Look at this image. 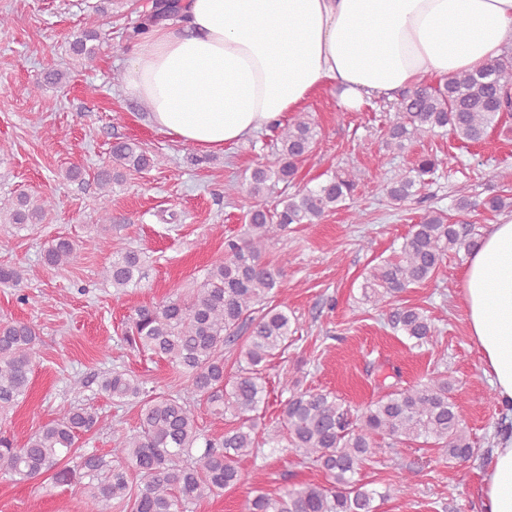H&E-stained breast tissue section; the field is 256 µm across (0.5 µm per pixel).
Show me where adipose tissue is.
I'll list each match as a JSON object with an SVG mask.
<instances>
[{
	"instance_id": "obj_1",
	"label": "adipose tissue",
	"mask_w": 512,
	"mask_h": 512,
	"mask_svg": "<svg viewBox=\"0 0 512 512\" xmlns=\"http://www.w3.org/2000/svg\"><path fill=\"white\" fill-rule=\"evenodd\" d=\"M512 44V0H181L129 60L125 90L152 125L220 151L330 86L346 110L430 76L482 68ZM469 336L508 413L482 512H512V221L490 225L466 263Z\"/></svg>"
}]
</instances>
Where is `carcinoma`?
<instances>
[{
    "mask_svg": "<svg viewBox=\"0 0 512 512\" xmlns=\"http://www.w3.org/2000/svg\"><path fill=\"white\" fill-rule=\"evenodd\" d=\"M178 0H155L152 11L128 34L143 33L147 24L177 13ZM98 34L85 31L72 42L75 55L96 56ZM68 75L49 69L30 89L34 96L47 86L67 82ZM512 50L480 69L461 72L433 85L404 89L397 103L398 117L388 129L386 147L402 151L406 144L440 132L464 143H480L503 116L512 112ZM272 161L257 165L247 179L248 193L258 203L239 238L224 241V252L210 263L205 280L190 294L176 295L134 310L125 323L122 341L139 353L167 361L180 374L179 388L156 393L146 381L126 370L101 375L99 391L112 404L135 408L138 426L118 439L109 455L83 451L78 442L97 432L99 416L84 403L36 429L23 442L0 431V475L15 481H37L46 475L57 483L82 485L85 512H191L197 502L216 496L241 482L240 462L264 446L293 452L310 460L328 477L325 485H294L271 494L255 491L246 512H378V500L389 493L369 487L360 478L376 449L399 445L436 448L450 462L469 460L474 448L459 406L452 396L448 374L433 370L426 380L407 388L394 382L384 394L362 408H353L330 392L303 390L299 380L284 379L280 428L259 433L253 413L265 403L264 367L288 348L295 330L288 313L272 298L286 277L285 267L264 255L291 224H318L353 197L362 172L343 168L310 188L288 193L280 208L269 212L259 199L278 184L290 185L298 164L317 143L316 125L300 112L277 125ZM159 162L132 140L112 144L109 163L96 174L99 188L108 193L122 171H147ZM456 162L453 155H424L411 170L392 178L385 191L400 205L420 196L422 177ZM54 201H33L27 195L0 199V224L26 228L40 224ZM460 212L512 211V195L491 193L482 198L459 190ZM480 238L479 225L450 222L440 211L429 210L411 226L398 254L370 267L363 297L384 317L396 335L421 348L435 337L425 311L402 306L395 298L413 285L432 280L448 254L471 252ZM110 252L104 278L120 293L141 282V254L130 248L112 249V240L94 242ZM83 246L57 238L44 250L52 267L78 262ZM25 270L0 266V283L20 286ZM245 335L236 355V371L228 375L224 346ZM39 333L25 321L0 323V414L6 415L27 396L33 361L39 355ZM210 418L225 423L214 438L200 420L197 406ZM140 478L135 489L131 478Z\"/></svg>",
    "mask_w": 512,
    "mask_h": 512,
    "instance_id": "carcinoma-1",
    "label": "carcinoma"
}]
</instances>
